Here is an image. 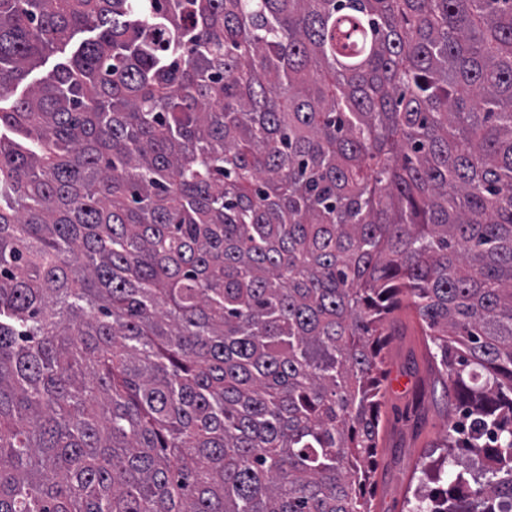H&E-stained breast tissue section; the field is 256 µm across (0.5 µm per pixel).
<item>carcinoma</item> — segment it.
<instances>
[{"instance_id": "1", "label": "carcinoma", "mask_w": 512, "mask_h": 512, "mask_svg": "<svg viewBox=\"0 0 512 512\" xmlns=\"http://www.w3.org/2000/svg\"><path fill=\"white\" fill-rule=\"evenodd\" d=\"M0 512H372L419 315L512 512V0H0ZM89 36L90 34L88 33H78L70 42V44L63 48L64 50H62V53L57 52L51 54L48 58H46L41 66L34 69L32 73L27 77V79L18 86L11 98L16 99L20 97L23 93L26 92L28 85L48 76L58 62L63 61L65 58L69 57L77 49L79 44Z\"/></svg>"}]
</instances>
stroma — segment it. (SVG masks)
<instances>
[{"mask_svg":"<svg viewBox=\"0 0 512 512\" xmlns=\"http://www.w3.org/2000/svg\"><path fill=\"white\" fill-rule=\"evenodd\" d=\"M382 433L366 488L375 512H409L416 488L427 486L428 455L443 445L449 425L463 424L465 407L436 371V363L412 311L387 325Z\"/></svg>","mask_w":512,"mask_h":512,"instance_id":"obj_1","label":"stroma"}]
</instances>
